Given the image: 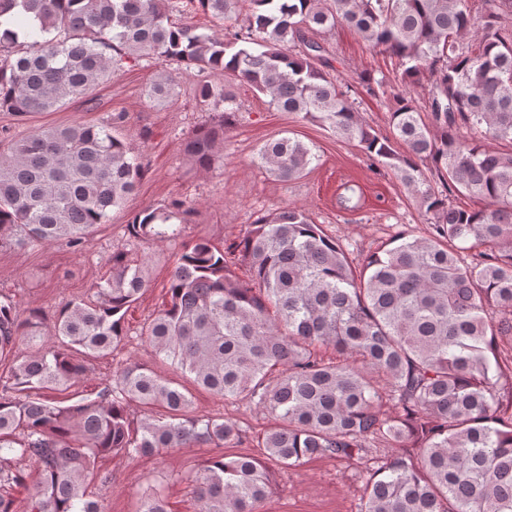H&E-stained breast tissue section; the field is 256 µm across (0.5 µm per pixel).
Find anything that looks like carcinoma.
<instances>
[{"instance_id": "1", "label": "carcinoma", "mask_w": 512, "mask_h": 512, "mask_svg": "<svg viewBox=\"0 0 512 512\" xmlns=\"http://www.w3.org/2000/svg\"><path fill=\"white\" fill-rule=\"evenodd\" d=\"M167 0H0V26L27 30L23 47L0 34V112L24 118L86 97L144 57L195 65L243 81L282 112L317 120L358 142L394 172L430 220L423 237L393 239L361 270L305 212L257 218L226 249L198 238L171 274L170 301L143 327L155 351L226 401L258 400L275 423L251 454L218 456L194 479L201 512H256L270 491L268 463L289 469L314 457L370 471L360 512H512V0H247L241 27L224 38L169 18ZM227 23L242 0H187ZM345 24L400 62L397 82L361 78V92L394 101L393 137L361 118L326 71L309 32ZM424 86L423 108L410 89ZM164 70L146 87L155 105L173 93ZM222 120L187 143L206 169L237 111L226 85L197 92ZM429 113L424 120L421 111ZM0 151V248L64 242L80 250L144 174L141 154L114 122L40 128L4 139ZM402 143L400 152L396 143ZM279 180L299 178L316 154L282 137L259 150ZM430 163L442 188L421 168ZM454 190L488 201L452 204ZM174 200L136 213L138 240L176 239ZM478 250L468 263L460 244ZM250 279L236 278L235 257ZM148 286L145 262L122 250L90 296L68 302L53 326L36 310L0 299V512H103L86 480L98 458L144 457L199 442H240L235 422L188 416L189 391L133 362L94 399L60 405L44 396L85 375L79 356L105 355L124 336V316ZM33 351L25 354L21 346ZM331 346L336 360L317 352ZM395 411L377 409L382 395ZM135 402L166 409L130 419ZM380 439L382 448L368 447ZM24 487L17 504L10 489ZM140 512H168L157 489Z\"/></svg>"}]
</instances>
